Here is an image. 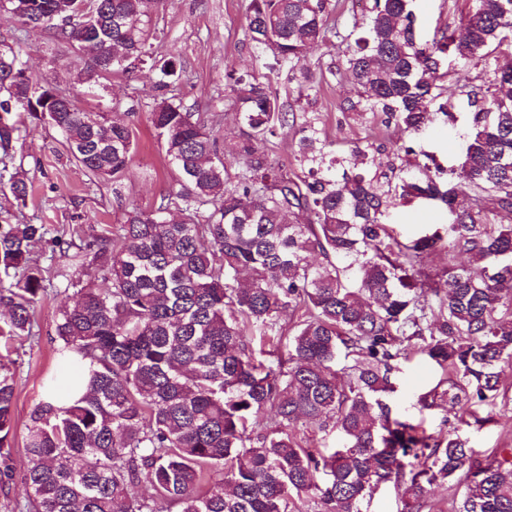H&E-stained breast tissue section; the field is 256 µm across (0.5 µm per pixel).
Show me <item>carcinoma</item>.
Wrapping results in <instances>:
<instances>
[{
    "label": "carcinoma",
    "mask_w": 512,
    "mask_h": 512,
    "mask_svg": "<svg viewBox=\"0 0 512 512\" xmlns=\"http://www.w3.org/2000/svg\"><path fill=\"white\" fill-rule=\"evenodd\" d=\"M37 4L35 14L22 5ZM160 0H100L114 19L112 42L74 12L69 0H0L23 30L48 29L65 43L96 42L83 67L91 85L126 72L111 48L139 60ZM411 0H373L354 20L361 30L345 71L361 90L363 111L419 132L440 114L448 54L470 60L499 50L512 33V0H470L465 17L423 43ZM247 30L269 69L301 72L311 49L340 36L327 0H250ZM31 90L54 88L28 73L22 51L0 48V156L14 148L13 114L28 110L63 135L74 158L102 178L123 177L131 157L127 126L80 111L25 105ZM242 127L240 171L230 179L217 137L181 104L162 101L152 124L178 172L179 221L134 208L116 230L87 240L57 237L60 255L79 270L68 280L78 299L56 324L59 354L91 358L83 396L55 403L53 386L34 407L24 474L32 512H156L129 487L148 483L181 512H294V497L317 512H362L388 484L406 512H421L432 486L465 481L458 512H512V448L479 455L458 428L428 433L393 412L400 360L428 357L441 378L421 408L495 406L502 363L512 362V223L493 224L488 205L512 217V59L494 69L488 108L473 115L459 168L462 183L426 155L434 174L399 183L343 170L306 121L296 124L269 80L233 78ZM296 128L303 175L291 177L267 151L277 130ZM18 202L31 192L10 175ZM436 201L450 220L401 241L391 210ZM291 213L307 223L285 220ZM42 224L0 230V483L13 480L15 343L31 333L46 293L31 263ZM448 252V268L426 259ZM467 263H454L455 255ZM288 309L292 328L280 324ZM275 343L276 362H255L251 339ZM350 361L337 368L339 358ZM336 430L339 445L310 447L312 433ZM221 474L205 492V469Z\"/></svg>",
    "instance_id": "cac0c4a2"
}]
</instances>
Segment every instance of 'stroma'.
I'll use <instances>...</instances> for the list:
<instances>
[{
    "instance_id": "stroma-1",
    "label": "stroma",
    "mask_w": 512,
    "mask_h": 512,
    "mask_svg": "<svg viewBox=\"0 0 512 512\" xmlns=\"http://www.w3.org/2000/svg\"><path fill=\"white\" fill-rule=\"evenodd\" d=\"M248 4L249 0H161L151 15L146 54L136 62L134 72L102 76L91 88L81 81L84 60L74 46L55 42L46 30L25 37L22 49L33 77L70 96L82 111L102 113L128 124L134 142L127 174L117 180L99 179L70 155L56 128L30 118L26 112H15L18 143L5 165L9 172L31 181L33 192L21 205L9 192L0 191V227L46 225L48 236L35 247L34 264L53 270L65 267V259L53 252V238L69 236L75 229L86 237L92 226H116L125 222L131 207L151 212L173 193L177 175L151 121L155 101L171 100L189 111L203 113L215 128L229 170L237 171L240 128L226 79L231 69L270 80L288 111L294 112L298 120L315 122L337 155L351 157L360 147L384 169L424 164L425 153L431 152L443 165H457L472 109L454 76L463 74L471 86L482 88L496 65L495 58L449 57L446 66L453 76L444 84V98L455 122L439 118L422 131L407 132L393 124L382 126L353 109L360 95L342 72L346 44L341 36L350 30L352 15L361 12V0H328L330 21L340 36L311 50L302 64V77L293 80L286 73L272 74L266 68V56L246 30ZM468 7L467 0H413L421 39L432 40L444 27L457 25ZM167 61L176 65L174 76L165 77L160 72ZM309 76L317 82L316 90L308 89L305 79ZM402 144L412 147V155H398ZM447 221L443 209L418 202L393 210L390 219L392 229L402 237L411 236L416 225ZM51 283L52 291L35 306L32 336L25 340L15 365V476L9 485L0 486V512H15L16 504L27 499L23 475L29 464L25 437L30 414L46 380L60 371L56 322L60 308L73 303L76 292L67 289L63 277H52ZM498 372L500 394L494 421L463 430L480 452L512 448V364L500 365ZM438 378L436 369L418 356L401 362L395 378L398 412L411 416L431 432L457 424L451 408L424 410L418 403L419 396Z\"/></svg>"
}]
</instances>
